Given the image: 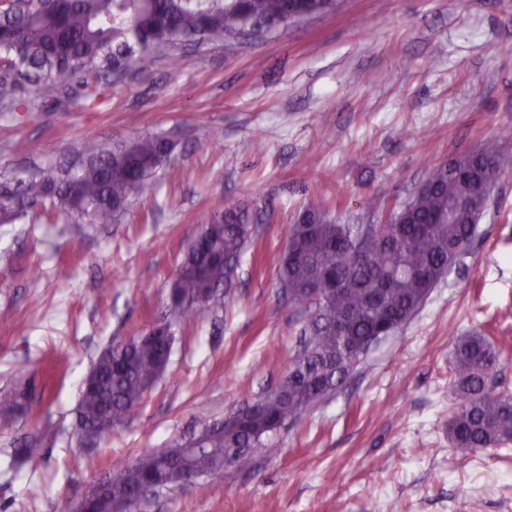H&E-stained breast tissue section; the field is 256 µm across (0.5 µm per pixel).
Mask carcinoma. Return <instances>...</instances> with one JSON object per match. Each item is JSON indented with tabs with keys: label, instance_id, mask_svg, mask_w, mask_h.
Returning a JSON list of instances; mask_svg holds the SVG:
<instances>
[{
	"label": "carcinoma",
	"instance_id": "cac0c4a2",
	"mask_svg": "<svg viewBox=\"0 0 512 512\" xmlns=\"http://www.w3.org/2000/svg\"><path fill=\"white\" fill-rule=\"evenodd\" d=\"M324 0H14L0 8V106L33 112L38 100L60 86L85 88L89 109L99 107L114 71H145L156 52L180 42H222L224 36L270 32L288 23V13L312 11ZM174 144L151 135L112 145L89 140L75 170L53 165L35 174L0 182V223L10 224L50 203L70 222L110 224L130 199L149 189L158 164H170ZM512 170V154L495 143L471 150L432 168L429 189L384 224H334L322 203L304 207L289 227L294 255L274 262L288 298L301 305L312 290L325 300L304 311L301 345L291 358L294 370L279 390L262 400L261 410L237 427L205 426L199 447L152 448L112 467L110 494L121 497L137 477L166 486L191 471L207 473L236 455L235 467L251 468L253 455L238 448H262L263 439L286 421H297L332 397L361 363V349L391 324L402 325L419 309L430 286L459 262L476 235L481 215L473 212L481 188ZM258 218L245 207H228L205 219L201 235L174 277L166 306L177 313L174 326L226 297L228 272L237 268ZM176 333L149 330L109 344L93 363L83 389L78 421L117 425L144 402L165 372ZM499 351L475 333L455 345L448 375L457 402L448 437L459 448H496L512 441V394L487 383ZM17 464L37 465L42 448L26 439L13 449Z\"/></svg>",
	"mask_w": 512,
	"mask_h": 512
}]
</instances>
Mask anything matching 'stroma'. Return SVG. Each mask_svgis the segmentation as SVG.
<instances>
[{
	"label": "stroma",
	"instance_id": "1",
	"mask_svg": "<svg viewBox=\"0 0 512 512\" xmlns=\"http://www.w3.org/2000/svg\"><path fill=\"white\" fill-rule=\"evenodd\" d=\"M112 84L88 111L71 88L30 115L0 111V181L75 161L87 139L164 133L168 172L120 222L43 216L0 224V512H63L117 462L163 448L275 388L299 339L273 263L295 214L378 224L433 165L499 143L512 152V0H337L261 35L180 49ZM260 212L230 306L177 329L167 370L111 434L77 427L80 384L112 340L164 312L169 280L206 216ZM505 342L512 393V170L468 254L414 317L374 345L336 394L270 435L251 470H225L139 512H512V446L457 448L448 363L461 336ZM39 436L38 465L10 453Z\"/></svg>",
	"mask_w": 512,
	"mask_h": 512
}]
</instances>
